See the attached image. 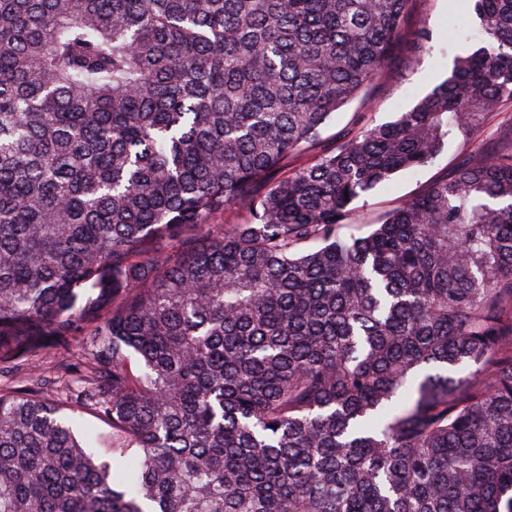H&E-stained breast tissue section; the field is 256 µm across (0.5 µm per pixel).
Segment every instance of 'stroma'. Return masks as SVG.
I'll return each mask as SVG.
<instances>
[{
  "label": "stroma",
  "instance_id": "stroma-1",
  "mask_svg": "<svg viewBox=\"0 0 512 512\" xmlns=\"http://www.w3.org/2000/svg\"><path fill=\"white\" fill-rule=\"evenodd\" d=\"M458 0H413L408 17L409 26L427 28L431 37L409 59L397 62L370 90L366 97L355 99L338 111L335 118L321 130V136L333 140L344 128L374 126L395 120L409 110L437 84L445 80L454 57L466 44L474 29L468 12L457 10ZM456 145H449L441 159L415 173L397 174L391 181L378 186L368 196L354 201L361 222L355 225V235L367 234V222L393 208L400 201L418 194L426 185L449 173L457 161ZM84 356V341L73 339L67 349L50 348L35 357L34 364L43 378V389L50 396L65 395V384L58 368L60 361L80 363Z\"/></svg>",
  "mask_w": 512,
  "mask_h": 512
}]
</instances>
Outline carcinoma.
I'll return each mask as SVG.
<instances>
[{
    "mask_svg": "<svg viewBox=\"0 0 512 512\" xmlns=\"http://www.w3.org/2000/svg\"><path fill=\"white\" fill-rule=\"evenodd\" d=\"M410 2L0 0V512H512V122L467 150L512 104V0H467L476 44L396 120L320 139L429 38ZM72 336L51 404L31 358ZM457 143H451L441 159L416 173H399L391 181L378 186L368 196L354 201L356 219H373L400 201L418 194L426 185L449 173L457 162ZM79 434L99 461H110L109 448H112V428L91 413L75 416Z\"/></svg>",
    "mask_w": 512,
    "mask_h": 512,
    "instance_id": "cac0c4a2",
    "label": "carcinoma"
}]
</instances>
